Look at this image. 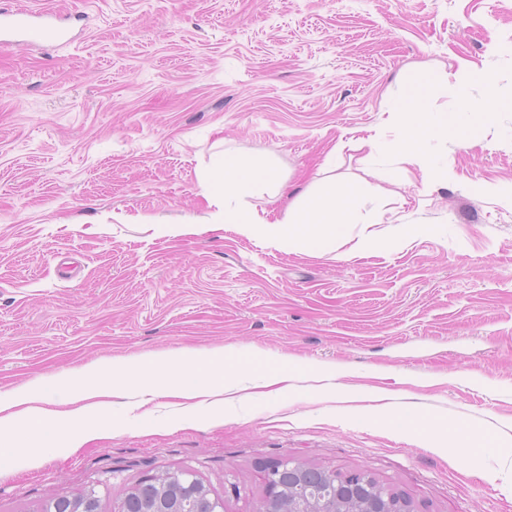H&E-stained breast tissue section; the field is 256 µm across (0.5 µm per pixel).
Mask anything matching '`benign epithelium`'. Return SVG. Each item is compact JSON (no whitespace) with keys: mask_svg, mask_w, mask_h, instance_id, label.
<instances>
[{"mask_svg":"<svg viewBox=\"0 0 512 512\" xmlns=\"http://www.w3.org/2000/svg\"><path fill=\"white\" fill-rule=\"evenodd\" d=\"M300 459L282 457L262 464L261 472L265 495L258 512H417L416 506L399 501L385 504L367 493L354 474L336 475V470H325L328 499L323 502L310 499L303 488ZM181 496H193L202 488L191 470L183 472Z\"/></svg>","mask_w":512,"mask_h":512,"instance_id":"obj_1","label":"benign epithelium"}]
</instances>
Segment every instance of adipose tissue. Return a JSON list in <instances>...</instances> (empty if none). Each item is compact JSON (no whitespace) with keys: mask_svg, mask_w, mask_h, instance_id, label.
I'll use <instances>...</instances> for the list:
<instances>
[{"mask_svg":"<svg viewBox=\"0 0 512 512\" xmlns=\"http://www.w3.org/2000/svg\"><path fill=\"white\" fill-rule=\"evenodd\" d=\"M406 110L412 121L408 128L401 130L394 148L404 163L418 166L423 178L440 179V172L430 169L417 150L416 142L433 132L455 140L459 137V128L452 122L433 126L428 120L424 96H415ZM267 182L266 172L243 169L224 160L223 156H215L207 187L222 205L213 215V226L232 224L243 235L258 233L270 245L285 244L299 252L324 249L346 237V228L360 203V192L347 191L339 184L330 185L318 195L305 189L289 202L283 217L271 220L248 213L246 203L247 197L262 190ZM254 369L262 370L264 386L275 387L294 380L296 362L288 356L273 361L262 351L235 353L215 348L195 354L148 355L132 364L121 361L101 364L78 377L59 378V386H79L80 404L74 408L46 409L42 405L44 396L34 385L18 388L8 399H0V438L18 433L27 435V443L6 451L15 468L39 462L44 451L42 439L49 433L56 434L60 448L76 450L95 436L103 424L111 422L114 399H126L132 410L146 406V398L138 397L135 390V380L141 376L153 378L155 396L186 400L189 411L219 420L223 417L225 401L234 399L239 391L235 382L237 375ZM407 422L433 435V445L437 448L484 447L492 441L501 448L512 446V437L507 439L488 433L479 439L468 424L451 427L416 409L389 417V425L394 430L402 429Z\"/></svg>","mask_w":512,"mask_h":512,"instance_id":"ef3b65f1","label":"adipose tissue"}]
</instances>
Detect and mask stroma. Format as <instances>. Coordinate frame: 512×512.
<instances>
[{"label":"stroma","instance_id":"35a3bbf8","mask_svg":"<svg viewBox=\"0 0 512 512\" xmlns=\"http://www.w3.org/2000/svg\"><path fill=\"white\" fill-rule=\"evenodd\" d=\"M67 45L0 47V397L112 360L235 347L339 371L224 421L169 398L117 409L77 452L0 463V512L100 481L120 502L146 473L193 469L253 512L257 465L293 456L364 469L429 512H512L498 483L512 450L433 452L373 417L377 389L447 423L512 436V206L474 192L512 184V0H40ZM488 72L491 120L463 141L420 143L449 182L424 187L385 141L364 139L421 93L452 112ZM264 165L249 210L329 180L365 187L375 245L343 260L211 230V160ZM197 224L193 234L175 227ZM496 474L498 482L488 481Z\"/></svg>","mask_w":512,"mask_h":512}]
</instances>
